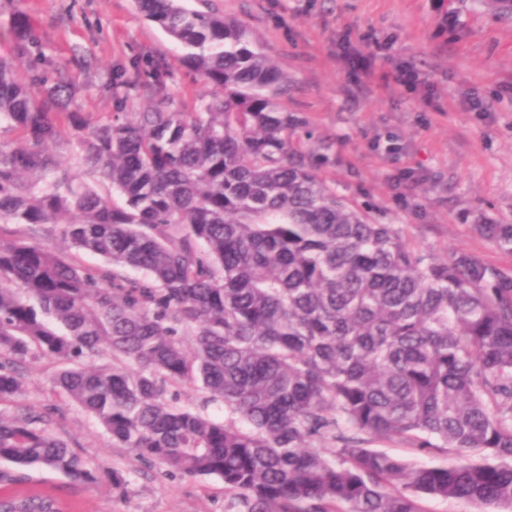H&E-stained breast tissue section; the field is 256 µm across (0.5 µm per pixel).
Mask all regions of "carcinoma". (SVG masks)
<instances>
[{
  "instance_id": "1",
  "label": "carcinoma",
  "mask_w": 512,
  "mask_h": 512,
  "mask_svg": "<svg viewBox=\"0 0 512 512\" xmlns=\"http://www.w3.org/2000/svg\"><path fill=\"white\" fill-rule=\"evenodd\" d=\"M134 3L213 86L199 111L170 109L153 71L152 102L93 122L58 111L68 81L40 92L0 58V405L19 362L51 358L112 444L220 480L224 512H512V269L420 249L337 195L245 25ZM477 230L512 254V224ZM186 383L224 420L179 404ZM396 440L411 457L372 447ZM27 468L127 484L45 415L0 410V484ZM0 512L59 508L28 494ZM427 512H496L494 506L478 505L465 500L428 499L425 503Z\"/></svg>"
}]
</instances>
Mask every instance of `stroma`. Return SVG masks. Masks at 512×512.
I'll list each match as a JSON object with an SVG mask.
<instances>
[{
	"label": "stroma",
	"mask_w": 512,
	"mask_h": 512,
	"mask_svg": "<svg viewBox=\"0 0 512 512\" xmlns=\"http://www.w3.org/2000/svg\"><path fill=\"white\" fill-rule=\"evenodd\" d=\"M245 24L288 80L283 103L311 137L319 175L374 224H394L417 247L466 252L511 269L512 255L480 224H512V19L484 0H188ZM25 18L32 41L12 29ZM176 46L134 0H0V57L32 87L72 81L71 106L91 120L146 105V85L118 87L116 74L169 70L171 108L192 111L211 85L174 59ZM419 83L395 86L398 71ZM55 361L18 366L24 393L8 412L53 410L73 450L128 477L123 490L76 486L31 468L0 496L46 492L64 512H224L213 479L184 480L136 461L53 383Z\"/></svg>",
	"instance_id": "stroma-1"
}]
</instances>
